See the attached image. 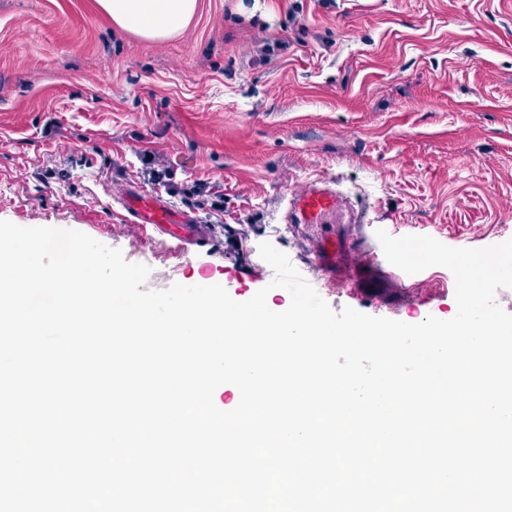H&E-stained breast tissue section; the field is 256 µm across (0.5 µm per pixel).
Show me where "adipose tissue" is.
I'll return each mask as SVG.
<instances>
[{
    "label": "adipose tissue",
    "instance_id": "obj_1",
    "mask_svg": "<svg viewBox=\"0 0 512 512\" xmlns=\"http://www.w3.org/2000/svg\"><path fill=\"white\" fill-rule=\"evenodd\" d=\"M120 28L144 38L178 35L197 11L198 0H97Z\"/></svg>",
    "mask_w": 512,
    "mask_h": 512
}]
</instances>
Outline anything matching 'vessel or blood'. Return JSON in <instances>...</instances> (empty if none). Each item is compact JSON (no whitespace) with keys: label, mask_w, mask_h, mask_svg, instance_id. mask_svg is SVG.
I'll return each instance as SVG.
<instances>
[{"label":"vessel or blood","mask_w":512,"mask_h":512,"mask_svg":"<svg viewBox=\"0 0 512 512\" xmlns=\"http://www.w3.org/2000/svg\"><path fill=\"white\" fill-rule=\"evenodd\" d=\"M121 199L129 223L184 242H203L202 230L192 217L174 210L161 196L129 185L123 189ZM288 211L293 224H332L340 214L350 224L357 223L359 218L335 187L319 180L310 181L303 190L291 194Z\"/></svg>","instance_id":"b4317fda"}]
</instances>
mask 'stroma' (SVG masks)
I'll use <instances>...</instances> for the list:
<instances>
[{
	"label": "stroma",
	"mask_w": 512,
	"mask_h": 512,
	"mask_svg": "<svg viewBox=\"0 0 512 512\" xmlns=\"http://www.w3.org/2000/svg\"><path fill=\"white\" fill-rule=\"evenodd\" d=\"M268 38L287 46L264 61ZM313 179L365 212L336 227L385 275L362 294L327 285L319 229L286 221ZM198 180L223 210L185 204ZM128 183L188 210L209 243L129 224ZM0 220L108 239L151 267L153 290L219 284L243 302L266 287L288 307L268 242L334 310L452 318V273H404L376 232L512 239V0H198L165 40L118 28L96 0H0Z\"/></svg>",
	"instance_id": "35a3bbf8"
}]
</instances>
